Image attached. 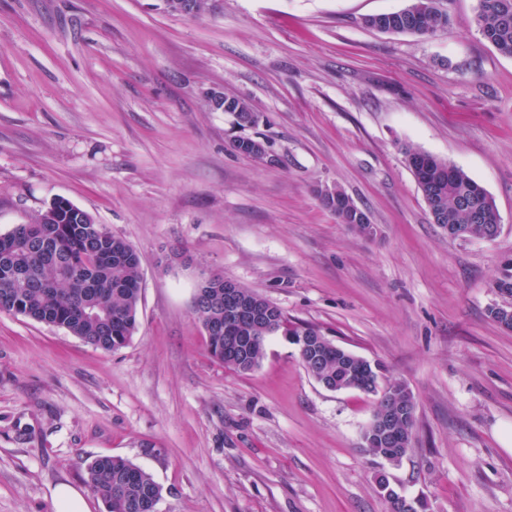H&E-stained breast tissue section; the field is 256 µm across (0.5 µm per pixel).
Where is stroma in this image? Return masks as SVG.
Instances as JSON below:
<instances>
[{
	"label": "stroma",
	"instance_id": "obj_1",
	"mask_svg": "<svg viewBox=\"0 0 512 512\" xmlns=\"http://www.w3.org/2000/svg\"><path fill=\"white\" fill-rule=\"evenodd\" d=\"M410 0H0V234L56 198L142 259L137 328L115 351L0 312V512H53L99 456L161 488L157 512H387L361 433L373 400L309 377L270 337L239 374L194 315L202 275L254 289L387 368L416 402L388 467L426 512H512V331L488 316L512 257V57L451 0L449 31L384 33ZM259 116L241 130L213 106ZM267 154L236 153L241 134ZM494 199L491 242L434 224L402 149ZM340 186L377 229L338 223ZM172 4L174 13L202 16L213 12L221 0H165Z\"/></svg>",
	"mask_w": 512,
	"mask_h": 512
}]
</instances>
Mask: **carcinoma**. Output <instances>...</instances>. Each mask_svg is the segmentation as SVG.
<instances>
[{"label":"carcinoma","instance_id":"carcinoma-1","mask_svg":"<svg viewBox=\"0 0 512 512\" xmlns=\"http://www.w3.org/2000/svg\"><path fill=\"white\" fill-rule=\"evenodd\" d=\"M477 23L481 35L500 54L512 57V0H478ZM452 17L443 0H412L399 11L385 14L379 30L430 36L446 31ZM405 161L422 193L431 198L433 223L455 237L462 226L467 237L485 239L487 229L499 218L492 197L463 169L433 155L407 147ZM342 224H355L352 199L342 190L336 199H322ZM482 213L483 219L474 215ZM143 279L136 249L124 238L99 224L85 210L67 203L48 206L26 224L0 235V310L15 312L37 322L60 326L106 351L124 347L136 329ZM495 288L512 296V258L500 263ZM244 302L257 310L272 302L251 288L237 285ZM202 307L194 313L206 329L210 352L230 370L247 374L257 369L271 336H311L316 361H304L307 374L333 391H359L374 399L371 419L392 414L401 400H414L409 387L385 377L379 361L348 357L336 350L318 327L293 324L281 309L276 321L264 328L244 323L235 335L251 336L252 343L234 355L224 353V276L211 274L207 285L197 287ZM394 425L406 433L401 443L375 437L369 452L397 466L410 450L415 426V407ZM87 485L104 505L105 512H150L160 500L161 488L151 473L121 457H99L87 468Z\"/></svg>","mask_w":512,"mask_h":512}]
</instances>
